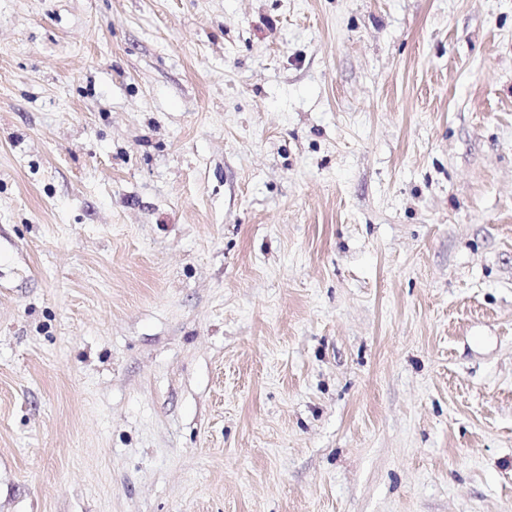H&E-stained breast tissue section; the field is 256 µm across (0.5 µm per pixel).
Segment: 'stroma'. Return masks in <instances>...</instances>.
Segmentation results:
<instances>
[{
    "label": "stroma",
    "mask_w": 512,
    "mask_h": 512,
    "mask_svg": "<svg viewBox=\"0 0 512 512\" xmlns=\"http://www.w3.org/2000/svg\"><path fill=\"white\" fill-rule=\"evenodd\" d=\"M0 512H512V0H0Z\"/></svg>",
    "instance_id": "stroma-1"
}]
</instances>
